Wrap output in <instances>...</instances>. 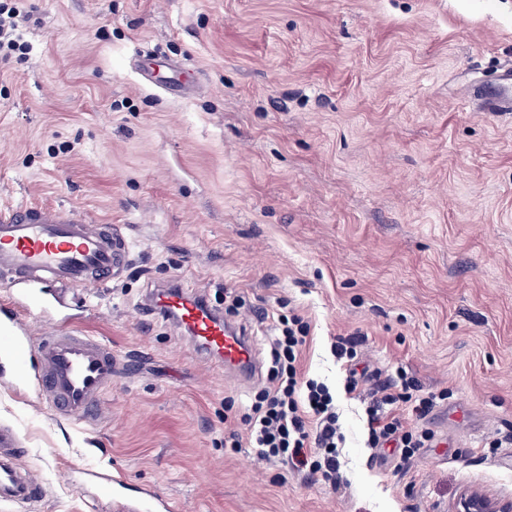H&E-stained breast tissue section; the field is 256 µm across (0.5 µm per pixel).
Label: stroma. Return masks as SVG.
Instances as JSON below:
<instances>
[{"label":"stroma","mask_w":512,"mask_h":512,"mask_svg":"<svg viewBox=\"0 0 512 512\" xmlns=\"http://www.w3.org/2000/svg\"><path fill=\"white\" fill-rule=\"evenodd\" d=\"M30 50L0 66V203L121 226L131 261L69 294L121 368L90 425L0 385L28 512H115L120 473L171 512H458L512 501V112L476 97L512 67V0H12ZM170 279L239 299L257 375L229 377L142 314ZM336 394L341 486L261 460L243 416L271 381L279 315ZM360 334L348 391L331 345ZM405 369L447 391L405 468L366 447L365 401ZM240 445L228 448L225 437ZM90 476L97 486L98 493L103 498L123 503L124 508L129 512H168L169 502L157 497L150 490L140 491L139 496L133 500L126 498L125 482L109 474L99 472L90 473ZM463 512H511L512 502L500 504L484 497L464 495L460 502Z\"/></svg>","instance_id":"35a3bbf8"}]
</instances>
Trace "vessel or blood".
Segmentation results:
<instances>
[{"instance_id": "b4317fda", "label": "vessel or blood", "mask_w": 512, "mask_h": 512, "mask_svg": "<svg viewBox=\"0 0 512 512\" xmlns=\"http://www.w3.org/2000/svg\"><path fill=\"white\" fill-rule=\"evenodd\" d=\"M129 261L128 244L117 227L101 224L77 208L32 205L0 207V281L10 287L0 303V383L34 389L57 418L84 424L103 414L102 398L112 386L114 362L106 342L72 331L57 319L66 291L115 281ZM151 314L175 323L204 353L247 378L257 368L252 339L236 322L178 282L150 294ZM48 314L46 336L34 338L26 315ZM15 431L0 425V503L27 507L42 496L37 476L22 472ZM103 498L126 512H169L167 500L149 490L127 499L121 478L92 473Z\"/></svg>"}]
</instances>
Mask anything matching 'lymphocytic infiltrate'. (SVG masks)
<instances>
[{
  "label": "lymphocytic infiltrate",
  "instance_id": "lymphocytic-infiltrate-1",
  "mask_svg": "<svg viewBox=\"0 0 512 512\" xmlns=\"http://www.w3.org/2000/svg\"><path fill=\"white\" fill-rule=\"evenodd\" d=\"M307 337L308 327L299 317L280 319L272 348L275 383L256 397L246 417L250 443L261 459L291 462L336 487L344 435L329 387L298 378V357ZM445 398V393L425 390L414 378L398 373L370 394L368 447L391 449L398 465L408 464L432 438L429 431L418 428V421ZM399 406L408 410L413 424L393 415V408Z\"/></svg>",
  "mask_w": 512,
  "mask_h": 512
}]
</instances>
